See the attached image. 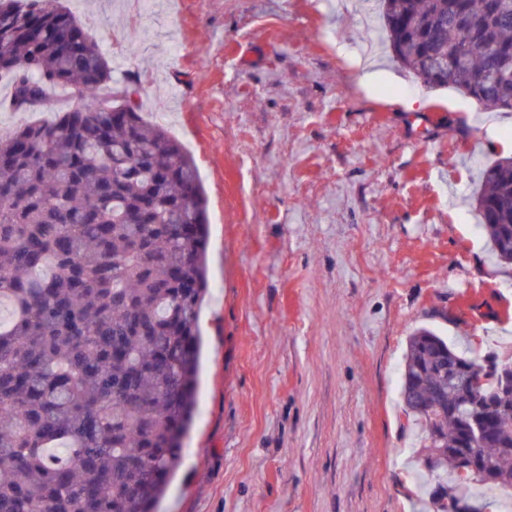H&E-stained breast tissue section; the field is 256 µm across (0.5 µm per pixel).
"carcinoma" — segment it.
<instances>
[{"mask_svg":"<svg viewBox=\"0 0 512 512\" xmlns=\"http://www.w3.org/2000/svg\"><path fill=\"white\" fill-rule=\"evenodd\" d=\"M389 48L428 89L512 110V0H375ZM463 60L443 75L437 57ZM7 107L80 99L0 135V512H154L197 405L208 209L194 157L112 87L98 43L58 0H0ZM475 196L493 256L512 263V157ZM440 512L512 487V372L428 328L401 382Z\"/></svg>","mask_w":512,"mask_h":512,"instance_id":"1","label":"carcinoma"}]
</instances>
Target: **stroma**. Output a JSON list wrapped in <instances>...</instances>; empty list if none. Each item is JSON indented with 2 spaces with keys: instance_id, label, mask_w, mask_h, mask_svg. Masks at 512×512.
<instances>
[{
  "instance_id": "obj_1",
  "label": "stroma",
  "mask_w": 512,
  "mask_h": 512,
  "mask_svg": "<svg viewBox=\"0 0 512 512\" xmlns=\"http://www.w3.org/2000/svg\"><path fill=\"white\" fill-rule=\"evenodd\" d=\"M61 2L208 199L198 409L156 512H434L406 346L429 327L512 354V265L473 201L512 112L368 49V0ZM49 96L0 131L78 100Z\"/></svg>"
}]
</instances>
